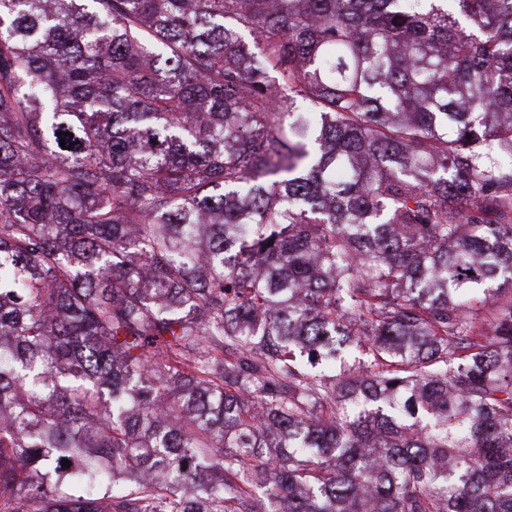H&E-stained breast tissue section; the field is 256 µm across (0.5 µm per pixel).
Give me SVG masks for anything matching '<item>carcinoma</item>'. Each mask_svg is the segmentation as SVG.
I'll list each match as a JSON object with an SVG mask.
<instances>
[{"instance_id":"cac0c4a2","label":"carcinoma","mask_w":512,"mask_h":512,"mask_svg":"<svg viewBox=\"0 0 512 512\" xmlns=\"http://www.w3.org/2000/svg\"><path fill=\"white\" fill-rule=\"evenodd\" d=\"M441 2L0 0V512H512V0Z\"/></svg>"}]
</instances>
